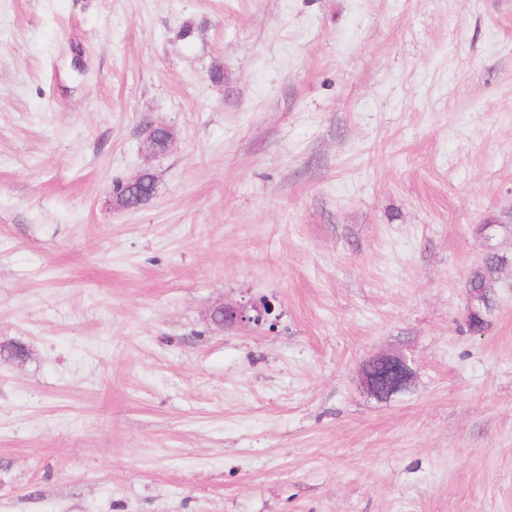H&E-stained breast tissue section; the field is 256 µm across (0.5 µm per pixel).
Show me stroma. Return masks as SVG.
Listing matches in <instances>:
<instances>
[{"label":"stroma","mask_w":512,"mask_h":512,"mask_svg":"<svg viewBox=\"0 0 512 512\" xmlns=\"http://www.w3.org/2000/svg\"><path fill=\"white\" fill-rule=\"evenodd\" d=\"M488 242L512 0H0V512H512V267L464 320ZM113 185V191L116 193V204L121 207L124 205L132 206L133 209H137L148 202L156 190L155 179L152 174H148L135 192L130 193L125 199L124 191L120 188V182L116 181ZM509 263L504 255L492 254L486 262L473 269L469 275V291L474 296V310L466 321L468 331L472 334H481L488 325V318L492 314L496 305V291L499 266ZM468 305L466 317L470 314L472 308V298L468 289ZM272 312V304L266 300L236 304L224 303L210 311L209 319L216 326L226 329L237 325L263 322ZM415 375L410 361L402 354H376L360 368L363 388L380 401L409 392L414 385Z\"/></svg>","instance_id":"obj_1"}]
</instances>
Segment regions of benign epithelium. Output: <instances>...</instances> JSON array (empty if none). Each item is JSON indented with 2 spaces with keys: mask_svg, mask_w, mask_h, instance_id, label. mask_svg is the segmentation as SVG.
Segmentation results:
<instances>
[{
  "mask_svg": "<svg viewBox=\"0 0 512 512\" xmlns=\"http://www.w3.org/2000/svg\"><path fill=\"white\" fill-rule=\"evenodd\" d=\"M165 131L166 147L175 140L173 130L165 125L144 126V146L150 153H156L154 140L159 131ZM273 312L272 304L266 300L246 303L220 304L209 313L211 322L219 327L230 328L237 325L259 323ZM416 372L410 361L402 354L381 353L371 356L360 368L363 388L373 398L386 401L407 393L415 382Z\"/></svg>",
  "mask_w": 512,
  "mask_h": 512,
  "instance_id": "obj_1",
  "label": "benign epithelium"
}]
</instances>
